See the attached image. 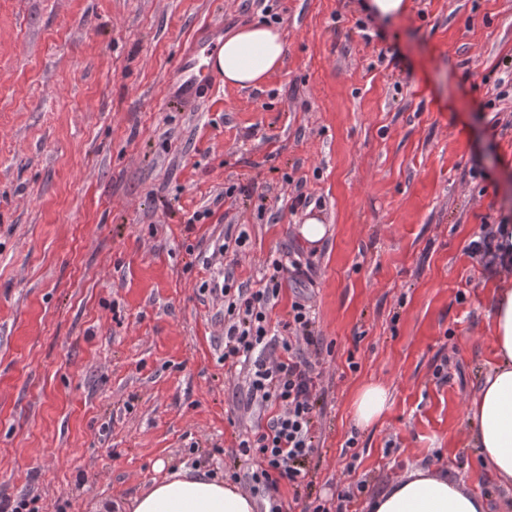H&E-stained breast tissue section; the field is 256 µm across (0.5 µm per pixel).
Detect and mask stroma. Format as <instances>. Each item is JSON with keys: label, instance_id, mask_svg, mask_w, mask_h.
Returning <instances> with one entry per match:
<instances>
[{"label": "stroma", "instance_id": "stroma-1", "mask_svg": "<svg viewBox=\"0 0 512 512\" xmlns=\"http://www.w3.org/2000/svg\"><path fill=\"white\" fill-rule=\"evenodd\" d=\"M358 4L0 0V501L126 512L182 468L246 474L236 445L256 421L224 376V300L199 286L230 269L257 287L291 254L331 351L317 447L280 486L290 512L360 481L366 512L424 463L491 512L512 497L466 414L512 284L466 251L512 214V0H409L388 24ZM219 19L280 27L281 68L191 112L166 104L180 52ZM242 231L245 251L219 253ZM370 382L391 400L360 430ZM390 400L388 389L380 383H368L361 386L354 397V419L361 428L376 423L386 411Z\"/></svg>", "mask_w": 512, "mask_h": 512}]
</instances>
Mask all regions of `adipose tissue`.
<instances>
[{
	"instance_id": "1",
	"label": "adipose tissue",
	"mask_w": 512,
	"mask_h": 512,
	"mask_svg": "<svg viewBox=\"0 0 512 512\" xmlns=\"http://www.w3.org/2000/svg\"><path fill=\"white\" fill-rule=\"evenodd\" d=\"M285 42L279 28L256 24L225 35L214 60L228 87L263 83L279 69ZM496 363L469 407L470 438L480 461L497 481L512 487V289H500L492 313ZM390 400L379 383L361 386L354 397V419L361 428L376 423ZM131 512H255L253 497L206 472L175 471L134 497ZM369 512H487L482 497L448 475L416 467L368 501Z\"/></svg>"
}]
</instances>
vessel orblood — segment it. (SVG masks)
<instances>
[{
  "mask_svg": "<svg viewBox=\"0 0 512 512\" xmlns=\"http://www.w3.org/2000/svg\"><path fill=\"white\" fill-rule=\"evenodd\" d=\"M223 39V23L211 24L203 29L193 48L181 54L166 82L164 97L167 103L190 111L209 97L217 83L211 57Z\"/></svg>",
  "mask_w": 512,
  "mask_h": 512,
  "instance_id": "b4317fda",
  "label": "vessel or blood"
}]
</instances>
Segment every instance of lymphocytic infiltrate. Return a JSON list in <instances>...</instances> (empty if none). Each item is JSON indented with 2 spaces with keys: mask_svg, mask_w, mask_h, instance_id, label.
I'll use <instances>...</instances> for the list:
<instances>
[{
  "mask_svg": "<svg viewBox=\"0 0 512 512\" xmlns=\"http://www.w3.org/2000/svg\"><path fill=\"white\" fill-rule=\"evenodd\" d=\"M270 273L259 287L236 284L231 274L203 282L201 291L224 298V369L242 376L247 385L246 406L258 421L250 435L239 440L238 453L252 461L247 474L252 490L264 501V512H285L279 495L282 482H297L301 463L313 452L321 349L315 336L308 295L292 302L287 320L272 328L270 312L284 286L285 270L300 271V260H272Z\"/></svg>",
  "mask_w": 512,
  "mask_h": 512,
  "instance_id": "1",
  "label": "lymphocytic infiltrate"
}]
</instances>
